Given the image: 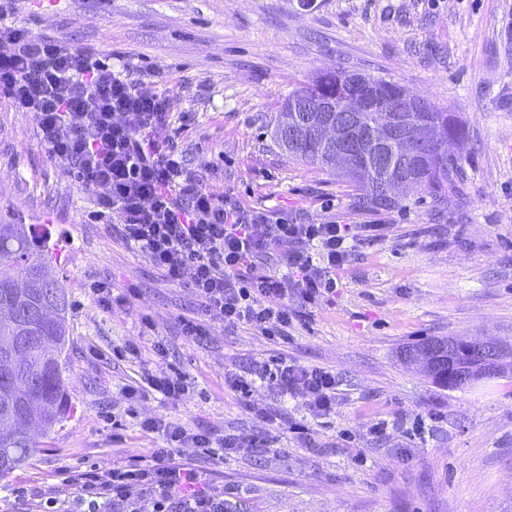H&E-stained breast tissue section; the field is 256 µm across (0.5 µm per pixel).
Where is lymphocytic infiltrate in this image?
<instances>
[{
  "mask_svg": "<svg viewBox=\"0 0 512 512\" xmlns=\"http://www.w3.org/2000/svg\"><path fill=\"white\" fill-rule=\"evenodd\" d=\"M2 44L0 99L31 114L49 155L84 186L101 189L100 202L124 239L171 280H188L205 313L230 328L284 337L294 320L288 296L313 304L335 293L351 249L349 225L309 224L288 210L272 215L207 190L177 143L160 136L172 105L162 75H121L95 49L37 36L17 21L14 0H0ZM255 374L305 398L314 415L336 408L339 382L325 368L279 360L257 365ZM186 392L183 374L172 369L124 389L130 401L157 394L174 404ZM141 428L162 441L149 463L61 471L62 486L74 493L73 512H127L134 495L138 512H229L205 489L202 472L174 454L190 447L220 458L269 443L254 434L216 439L162 417L144 419Z\"/></svg>",
  "mask_w": 512,
  "mask_h": 512,
  "instance_id": "f902f5d3",
  "label": "lymphocytic infiltrate"
}]
</instances>
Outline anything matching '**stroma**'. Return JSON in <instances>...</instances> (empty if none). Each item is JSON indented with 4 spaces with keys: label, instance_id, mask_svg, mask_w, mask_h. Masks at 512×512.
Returning a JSON list of instances; mask_svg holds the SVG:
<instances>
[{
    "label": "stroma",
    "instance_id": "35a3bbf8",
    "mask_svg": "<svg viewBox=\"0 0 512 512\" xmlns=\"http://www.w3.org/2000/svg\"><path fill=\"white\" fill-rule=\"evenodd\" d=\"M36 35L96 49L115 70L162 73L172 94L167 136L207 189L312 224L351 227L353 252L335 293L314 307L289 298L287 338L225 327L99 217V192L48 157L30 113L0 101V224H38L67 289L63 355L69 413L0 477V512H35L61 494L62 467L100 470L146 459L163 417L215 435L262 431L224 373L284 358L332 371L336 410L312 417L301 397L255 382L251 399L283 415L269 448L217 460L195 448L177 462L241 512H512V375L462 389L400 360L432 337L512 339V0H18ZM379 75L462 130L456 192L421 188L368 211L335 174L281 152L270 137L288 94L319 73ZM133 288L103 309L90 285ZM201 319L203 336L181 320ZM186 378L178 404L155 396L124 413L125 386L158 368L154 341ZM135 344L137 357L117 358ZM386 435L372 436L378 420ZM24 487L28 497L17 498Z\"/></svg>",
    "mask_w": 512,
    "mask_h": 512
}]
</instances>
